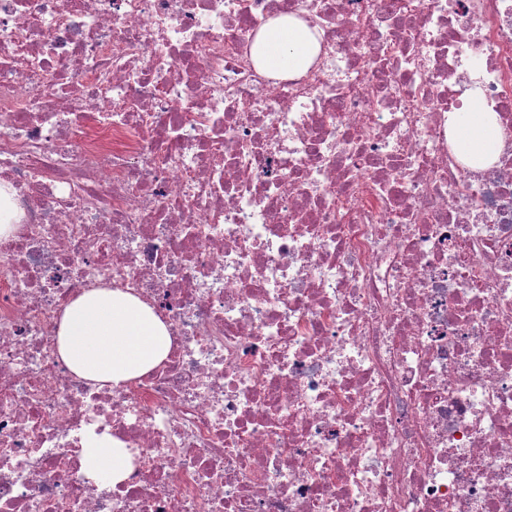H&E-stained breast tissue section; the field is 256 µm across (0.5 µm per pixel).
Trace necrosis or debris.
Listing matches in <instances>:
<instances>
[{
    "instance_id": "4bbe7bcc",
    "label": "necrosis or debris",
    "mask_w": 512,
    "mask_h": 512,
    "mask_svg": "<svg viewBox=\"0 0 512 512\" xmlns=\"http://www.w3.org/2000/svg\"><path fill=\"white\" fill-rule=\"evenodd\" d=\"M3 183L0 512H512V0H0ZM96 288L169 331L123 385L57 353ZM317 42L307 26L291 17H281L264 27L255 43V58L269 73L299 74L310 66ZM467 118L455 129V139L464 155L471 158V169L482 171L500 152L503 139L491 112H483L474 101L465 112ZM130 461L125 448L114 441L97 437L91 438L82 451V472L88 478L99 479L107 476V481L114 486L128 475Z\"/></svg>"
}]
</instances>
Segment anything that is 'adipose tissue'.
<instances>
[{"mask_svg": "<svg viewBox=\"0 0 512 512\" xmlns=\"http://www.w3.org/2000/svg\"><path fill=\"white\" fill-rule=\"evenodd\" d=\"M317 42L307 26L282 17L264 27L255 43V57L270 73L299 74L310 66ZM455 139L482 171L503 147L492 113L472 103L466 119L457 126ZM59 355L71 371L101 384L121 385L154 369L170 350L166 325L153 309L137 297L119 291L96 289L84 293L65 309L58 333ZM130 461L117 443L91 438L82 451L86 477L122 482Z\"/></svg>", "mask_w": 512, "mask_h": 512, "instance_id": "obj_1", "label": "adipose tissue"}]
</instances>
